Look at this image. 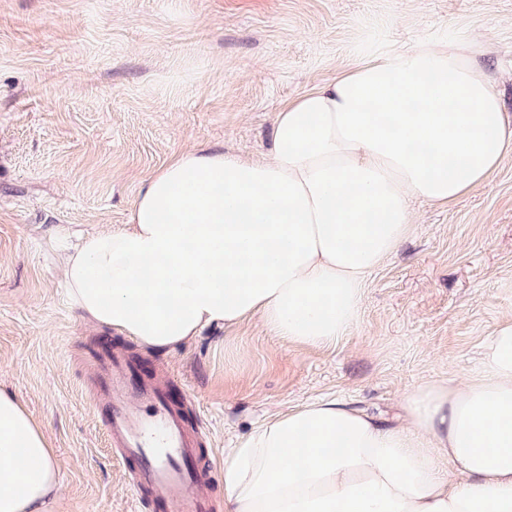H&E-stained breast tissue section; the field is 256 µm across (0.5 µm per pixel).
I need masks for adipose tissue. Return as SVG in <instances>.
<instances>
[{"mask_svg":"<svg viewBox=\"0 0 512 512\" xmlns=\"http://www.w3.org/2000/svg\"><path fill=\"white\" fill-rule=\"evenodd\" d=\"M481 52L422 43L361 61L280 109L260 159L174 154L126 228L62 255L69 300L157 351L254 317L335 343L409 236L412 202L451 206L512 157ZM57 490L44 432L0 392V512H45ZM224 512H512V311L473 372L423 381L395 420L316 401L225 449Z\"/></svg>","mask_w":512,"mask_h":512,"instance_id":"obj_1","label":"adipose tissue"}]
</instances>
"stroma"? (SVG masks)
Listing matches in <instances>:
<instances>
[{
	"label": "stroma",
	"instance_id": "stroma-1",
	"mask_svg": "<svg viewBox=\"0 0 512 512\" xmlns=\"http://www.w3.org/2000/svg\"><path fill=\"white\" fill-rule=\"evenodd\" d=\"M482 46L512 113V0H0V391L42 426L48 512H156L135 501L92 386L125 347L200 428L224 501V450L272 414L339 399L390 419L428 378H464L512 310V158L440 210L367 280L323 347L257 322L158 352L88 323L60 274L64 236L129 223L143 182L184 149L263 157L288 100L363 58Z\"/></svg>",
	"mask_w": 512,
	"mask_h": 512
}]
</instances>
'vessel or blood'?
Segmentation results:
<instances>
[{"instance_id":"b4317fda","label":"vessel or blood","mask_w":512,"mask_h":512,"mask_svg":"<svg viewBox=\"0 0 512 512\" xmlns=\"http://www.w3.org/2000/svg\"><path fill=\"white\" fill-rule=\"evenodd\" d=\"M96 387L108 445L129 466L135 499L164 504L170 512H213L200 491L212 477L210 461L201 456L202 436L188 428L163 387L135 378L119 350L100 362Z\"/></svg>"}]
</instances>
